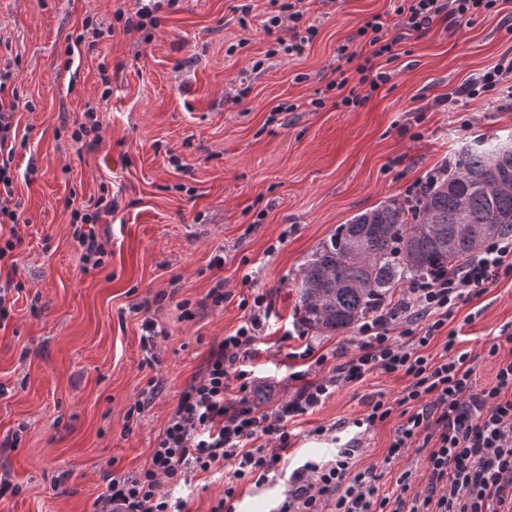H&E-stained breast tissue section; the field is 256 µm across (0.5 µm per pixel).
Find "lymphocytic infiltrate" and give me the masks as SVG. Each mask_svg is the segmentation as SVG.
Segmentation results:
<instances>
[{"mask_svg":"<svg viewBox=\"0 0 512 512\" xmlns=\"http://www.w3.org/2000/svg\"><path fill=\"white\" fill-rule=\"evenodd\" d=\"M498 0H400L398 21L387 25L372 17L358 35L366 51L345 50L357 82L331 80L344 107L356 108L389 82L384 64L400 56L403 41L420 36L437 23L452 24L495 11ZM296 0H284L264 22L266 30L287 28L279 39L285 55L300 53L315 25H303ZM512 57L467 78L456 97L496 96ZM15 106L0 97V224L10 236L0 242V265H16L22 238L16 227L13 161L17 140ZM114 204L107 195L73 209V240L82 250L85 270L100 269L107 251L96 229ZM512 276V235L491 239L459 272L436 281H414L398 299L362 320L356 351L328 374L309 380L307 371L293 372L300 386L275 408L261 411L251 394L256 376L251 360L272 317L267 294L241 300L244 317L233 333L214 345L202 371L182 390L164 431L158 435L149 463L123 475L107 474V490L97 512H187L173 488L187 484L194 471L224 468V494L210 512H237L244 486L267 484L293 438L291 419L319 407L337 389L363 380L366 374L400 373L410 380L396 401H372L355 427H375L400 413L387 456L400 457L418 438L432 446L422 471L403 470L396 489L381 494L374 469L355 470L357 444H344L328 461H305L288 478L277 512H512V357L501 360L492 385L478 386L473 361L455 348L457 336L447 328L458 303L480 293L484 285ZM446 340L440 354L429 350L438 335Z\"/></svg>","mask_w":512,"mask_h":512,"instance_id":"f902f5d3","label":"lymphocytic infiltrate"}]
</instances>
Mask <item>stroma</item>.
I'll use <instances>...</instances> for the list:
<instances>
[{"label":"stroma","instance_id":"35a3bbf8","mask_svg":"<svg viewBox=\"0 0 512 512\" xmlns=\"http://www.w3.org/2000/svg\"><path fill=\"white\" fill-rule=\"evenodd\" d=\"M239 3L162 6L147 38L114 20L117 10L134 11L135 0H0V63L17 73L0 96L16 104L23 238L16 268L0 269L1 284L23 285L0 328V478L12 486L0 512H96L107 471L147 464L183 388L211 345L238 327L239 302L254 293L268 294L273 314L252 361L260 408L295 393L292 372L327 374L296 351L308 342L317 354L349 356L354 335L300 325L293 282L307 256L355 214L411 199L412 187L465 143L512 139L511 96L450 99L467 77L512 53V0L406 40L387 67L390 81L354 110L326 88L339 67L358 79L339 49L358 47L355 34L372 15L395 24L397 0H304L318 32L293 57L276 54L278 34L263 27L269 0H252L245 17ZM88 16L114 25L93 47L76 41ZM90 108L100 122L93 148L71 138ZM105 191L117 204L99 226L109 257L87 272L70 210ZM219 280L224 306L184 319L178 302L202 300ZM158 293L161 305L132 312ZM147 316L164 330L150 365L140 345ZM448 327L457 350L469 352L478 385L491 384L512 336V277L459 303ZM154 381L162 388L151 404L127 417ZM408 383L375 371L297 417L289 459L272 484L245 488L240 512H275L297 465L331 457L334 445L307 429L363 418L370 401L395 400ZM398 424L391 417L360 439L357 467L374 468L385 494L400 469L426 458L411 449L386 464ZM223 493L218 467L191 473L179 491L189 512H210Z\"/></svg>","mask_w":512,"mask_h":512}]
</instances>
